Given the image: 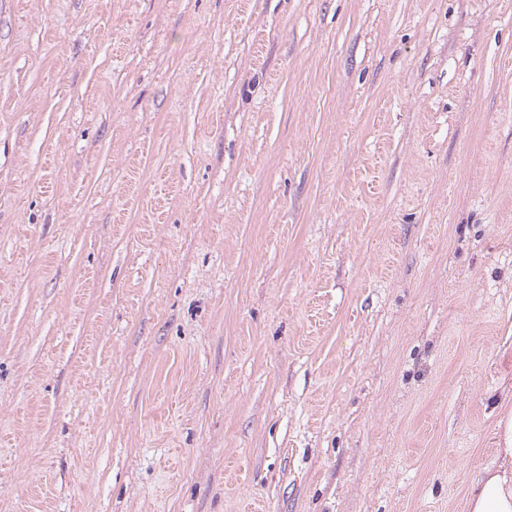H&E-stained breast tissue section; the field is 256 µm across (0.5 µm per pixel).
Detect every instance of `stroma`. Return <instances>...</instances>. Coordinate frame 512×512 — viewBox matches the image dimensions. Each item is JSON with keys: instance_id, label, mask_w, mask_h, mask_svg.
Returning <instances> with one entry per match:
<instances>
[{"instance_id": "stroma-1", "label": "stroma", "mask_w": 512, "mask_h": 512, "mask_svg": "<svg viewBox=\"0 0 512 512\" xmlns=\"http://www.w3.org/2000/svg\"><path fill=\"white\" fill-rule=\"evenodd\" d=\"M512 408V0H0V512H466Z\"/></svg>"}]
</instances>
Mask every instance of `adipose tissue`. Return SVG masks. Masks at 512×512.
<instances>
[{"instance_id":"1","label":"adipose tissue","mask_w":512,"mask_h":512,"mask_svg":"<svg viewBox=\"0 0 512 512\" xmlns=\"http://www.w3.org/2000/svg\"><path fill=\"white\" fill-rule=\"evenodd\" d=\"M502 461L485 468L470 493L466 512H512V410L497 422Z\"/></svg>"}]
</instances>
